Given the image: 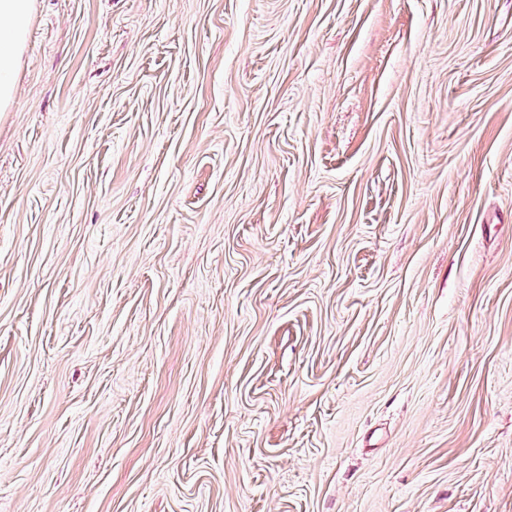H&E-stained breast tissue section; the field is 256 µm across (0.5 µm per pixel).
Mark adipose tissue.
<instances>
[{"instance_id": "ef3b65f1", "label": "adipose tissue", "mask_w": 512, "mask_h": 512, "mask_svg": "<svg viewBox=\"0 0 512 512\" xmlns=\"http://www.w3.org/2000/svg\"><path fill=\"white\" fill-rule=\"evenodd\" d=\"M33 0H0V108L12 102Z\"/></svg>"}]
</instances>
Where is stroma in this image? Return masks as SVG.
<instances>
[{
	"label": "stroma",
	"mask_w": 512,
	"mask_h": 512,
	"mask_svg": "<svg viewBox=\"0 0 512 512\" xmlns=\"http://www.w3.org/2000/svg\"><path fill=\"white\" fill-rule=\"evenodd\" d=\"M33 2L0 512H512V0Z\"/></svg>",
	"instance_id": "1"
}]
</instances>
